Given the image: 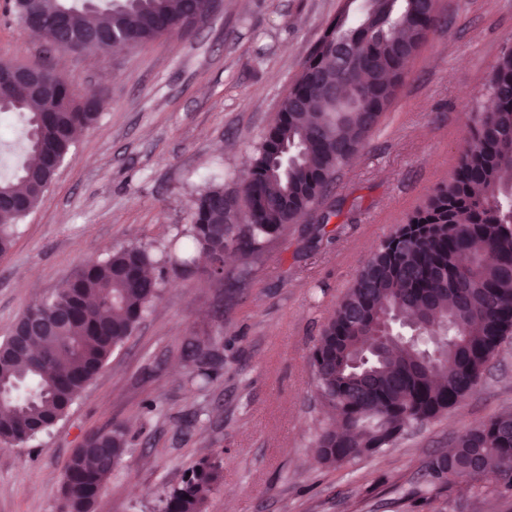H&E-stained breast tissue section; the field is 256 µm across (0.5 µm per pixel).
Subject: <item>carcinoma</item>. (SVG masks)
<instances>
[{
  "instance_id": "obj_1",
  "label": "carcinoma",
  "mask_w": 512,
  "mask_h": 512,
  "mask_svg": "<svg viewBox=\"0 0 512 512\" xmlns=\"http://www.w3.org/2000/svg\"><path fill=\"white\" fill-rule=\"evenodd\" d=\"M55 49L100 38L109 51L133 48L206 21L211 0H123L90 13L74 0H40ZM435 24L426 0H355L328 21L281 110L233 185L210 182L192 200L178 253L143 246L112 251L43 301L69 320L28 330L22 344L0 343V443L20 446L47 434L113 351L132 335L161 281L144 270L170 263L190 268L196 254L219 259L233 249L248 261L300 214L324 228L337 216L321 209L336 173L365 145L393 98L386 78ZM491 112L473 113L466 145L448 184L398 225L339 300L311 355L315 392L333 423L315 441L316 456L335 467L389 447L405 431L434 420L472 392L512 337V50L501 56ZM357 92L359 111L340 116L327 89ZM105 101L85 97L62 79L49 95L0 94L1 113H19L27 159L0 177V253L12 245L6 225L22 221L49 189L51 157L65 159L73 132L93 124ZM199 382L220 361L218 342L191 353ZM116 426L71 456L61 484L64 512H91L95 497L129 452ZM454 483L473 488L496 471L494 492L512 502V411L459 435L450 454L430 459L421 475L426 504ZM223 479L221 462L205 457L166 492L163 512H203L206 492Z\"/></svg>"
}]
</instances>
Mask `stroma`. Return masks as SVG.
<instances>
[{"label":"stroma","mask_w":512,"mask_h":512,"mask_svg":"<svg viewBox=\"0 0 512 512\" xmlns=\"http://www.w3.org/2000/svg\"><path fill=\"white\" fill-rule=\"evenodd\" d=\"M342 5L250 0L243 10L223 0L187 34L67 54L0 8V62L45 68L105 100L0 253V340L84 265L123 246L164 250L189 223L205 180L248 165ZM438 13L378 126L325 195L336 217L315 235L305 216L252 264L229 254L220 282L204 262L166 270L160 297L67 416L25 446H0V512H57L74 449L116 424L132 445L98 497L107 512H160L185 470L214 456L224 477L204 512H397L402 493L420 489L429 459L512 410L511 341L440 418L340 467L315 459L330 417L310 366L321 330L381 240L448 182L475 105L512 46V0H439ZM23 129L18 116L0 117V174L21 163ZM213 338L224 344L223 365L200 387L188 344ZM148 400L157 405L150 413ZM421 512L503 508L492 493L452 486Z\"/></svg>","instance_id":"1"}]
</instances>
